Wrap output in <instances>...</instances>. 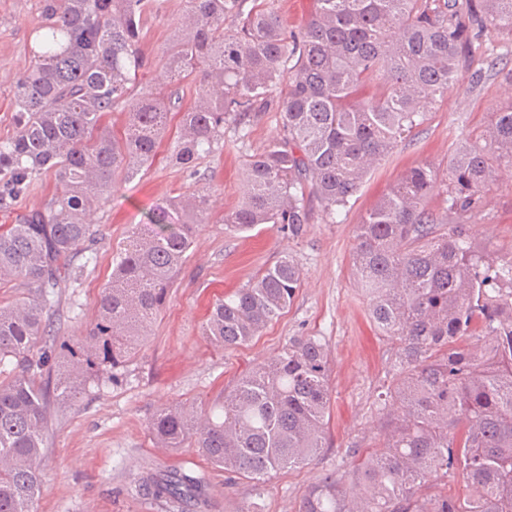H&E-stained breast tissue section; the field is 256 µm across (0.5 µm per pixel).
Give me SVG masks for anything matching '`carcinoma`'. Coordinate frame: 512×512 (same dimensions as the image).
I'll list each match as a JSON object with an SVG mask.
<instances>
[{
  "label": "carcinoma",
  "mask_w": 512,
  "mask_h": 512,
  "mask_svg": "<svg viewBox=\"0 0 512 512\" xmlns=\"http://www.w3.org/2000/svg\"><path fill=\"white\" fill-rule=\"evenodd\" d=\"M156 2L47 0L34 28L41 51L18 84L17 134L0 144V202L22 201L44 172L58 192L0 226V281L28 288L0 305V512H37L48 407L76 402L89 374L129 360L209 219L199 189L166 199L120 249L79 350L66 359L45 340L59 290L96 238L90 212L118 176L132 180L152 164L172 114L181 124L170 159L191 178L224 138V122L246 131L280 88L282 132L249 159L244 201L224 223L280 224L299 239L311 223L306 195L336 218L368 168L418 125L419 105L460 84L490 37L512 36V0H315L297 30L283 25L274 0H187L165 71L135 97L130 86L147 66L141 25ZM193 76L196 101L185 107L183 82ZM120 105L127 121L118 135L106 118ZM501 166L512 167V102L479 140L460 139L437 204V173L419 164L358 225L353 275L370 318L401 353L379 398L382 443L348 449L350 480L319 479L299 512H512V250L493 259L464 228L483 212ZM300 282L282 256L213 305L204 335L224 349L248 343ZM328 371L318 337L293 338L211 411L163 405L149 431L162 448L194 443L227 479L258 486L325 447ZM391 400L400 412L386 410ZM450 473L464 478L467 495L441 488ZM206 489L180 471L143 483L180 512Z\"/></svg>",
  "instance_id": "obj_1"
}]
</instances>
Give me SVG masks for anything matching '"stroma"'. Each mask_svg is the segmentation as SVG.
Segmentation results:
<instances>
[{
	"label": "stroma",
	"mask_w": 512,
	"mask_h": 512,
	"mask_svg": "<svg viewBox=\"0 0 512 512\" xmlns=\"http://www.w3.org/2000/svg\"><path fill=\"white\" fill-rule=\"evenodd\" d=\"M43 5V0H0V142L16 132V86L35 63L33 28ZM184 14L185 0H159L144 20L140 47L152 67L141 75L140 85L162 72L166 49ZM481 54L497 59L496 69L484 72L476 83L464 79L428 105L421 124L370 170L336 218H329L316 197H308L312 222L302 238H288L276 224L241 232L223 221L244 196L247 160L281 130V114L273 104L259 113L248 132L226 122L223 140L197 160V178H189L161 153L148 171L116 183L92 215L99 231L91 246L95 262L59 293L53 318L56 343L76 345L94 324L119 247L136 225L147 223L158 203L203 189L210 195L211 214L200 225L149 337L120 368L117 380L90 379L76 404L51 405L39 512H173L168 503L139 492L141 478L151 469L204 472L209 486L194 512H247L255 498L250 480L225 484L223 470L190 443L159 451L148 420L165 404L204 409L220 402L225 387L274 358L294 336L321 337L328 349L332 398L327 444L307 465L274 475L265 484L264 512H298L307 486L326 472L350 471L348 448L378 443L377 398L389 382L387 370L399 347L377 335L367 299L351 275L356 229L401 173L425 161L442 172L457 141L476 135L506 104L503 88L512 84V39L492 38ZM488 200L467 233L487 250H510L512 168L499 172ZM285 254L301 270V284L288 308L248 344L213 347L203 334L212 303Z\"/></svg>",
	"instance_id": "35a3bbf8"
}]
</instances>
